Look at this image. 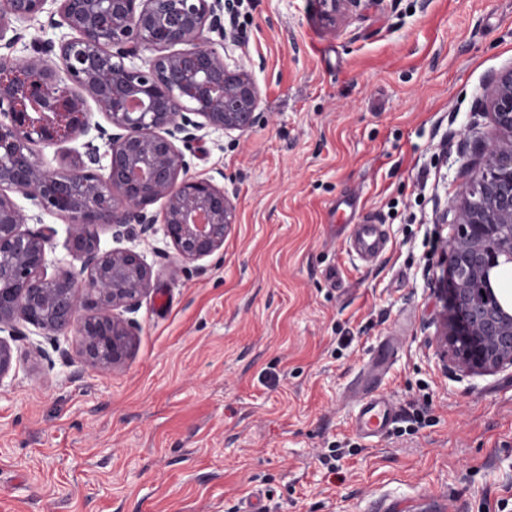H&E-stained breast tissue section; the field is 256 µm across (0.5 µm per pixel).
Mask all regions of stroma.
<instances>
[{
	"label": "stroma",
	"instance_id": "35a3bbf8",
	"mask_svg": "<svg viewBox=\"0 0 512 512\" xmlns=\"http://www.w3.org/2000/svg\"><path fill=\"white\" fill-rule=\"evenodd\" d=\"M230 54L258 84L245 135L209 131L190 173L235 190L224 248L140 252L152 290L105 375L79 337L26 342L0 380V512H512V368L441 371L434 334L458 201L512 69V0H371L330 29L318 0H244ZM381 224L367 263L330 225ZM400 418L366 441L351 386L386 337Z\"/></svg>",
	"mask_w": 512,
	"mask_h": 512
}]
</instances>
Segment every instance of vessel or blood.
<instances>
[{"label": "vessel or blood", "mask_w": 512, "mask_h": 512, "mask_svg": "<svg viewBox=\"0 0 512 512\" xmlns=\"http://www.w3.org/2000/svg\"><path fill=\"white\" fill-rule=\"evenodd\" d=\"M352 249L364 260L372 261L384 251L386 242L380 227L368 217H361L350 226ZM382 363L376 362L364 372L355 388L357 411L353 418L356 432L365 439L379 438L388 433L397 420L393 401L381 392L375 382L382 370Z\"/></svg>", "instance_id": "vessel-or-blood-1"}]
</instances>
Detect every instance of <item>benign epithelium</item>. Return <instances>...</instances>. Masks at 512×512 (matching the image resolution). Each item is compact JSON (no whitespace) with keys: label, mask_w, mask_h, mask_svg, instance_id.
<instances>
[{"label":"benign epithelium","mask_w":512,"mask_h":512,"mask_svg":"<svg viewBox=\"0 0 512 512\" xmlns=\"http://www.w3.org/2000/svg\"><path fill=\"white\" fill-rule=\"evenodd\" d=\"M49 1L58 4L50 25L67 32L15 56L23 35L12 23L36 18ZM318 2L334 29L362 0ZM224 7L223 0H0V333L17 341L27 338L26 326L39 329L51 349L40 341L29 348L51 365L58 336L72 328L86 365L105 373L119 364L135 336L127 314L151 290L141 255L101 250L90 228L104 224L117 241H146L160 223L179 256L195 261L223 249L237 223L235 192L189 175L196 132L242 135L259 116L252 74L212 38L224 39ZM91 101L106 125H91ZM489 106L507 140L483 145L484 164L454 206L435 335L445 372L450 359L470 374L512 368V306L503 308L487 282L489 269L512 265V70L497 79ZM92 129L105 152L89 141L61 169L43 165L36 147ZM11 192L25 196L35 219L45 213L70 224L69 264L78 272L47 273L56 230L25 228L30 216ZM158 201L159 215L148 210ZM13 360L0 337V380Z\"/></svg>","instance_id":"obj_1"}]
</instances>
